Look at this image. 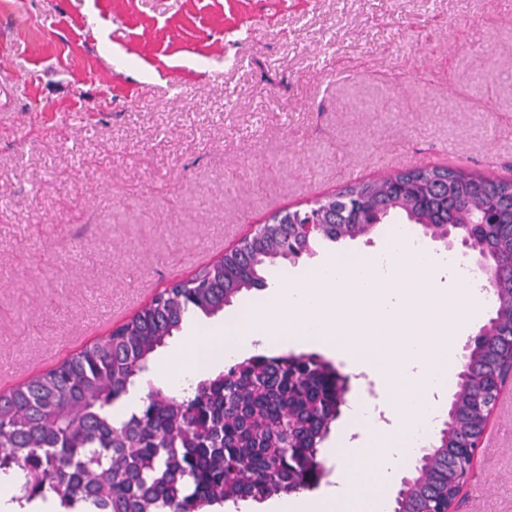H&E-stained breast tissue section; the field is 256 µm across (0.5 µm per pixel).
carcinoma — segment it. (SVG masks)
Masks as SVG:
<instances>
[{
  "instance_id": "obj_1",
  "label": "carcinoma",
  "mask_w": 512,
  "mask_h": 512,
  "mask_svg": "<svg viewBox=\"0 0 512 512\" xmlns=\"http://www.w3.org/2000/svg\"><path fill=\"white\" fill-rule=\"evenodd\" d=\"M403 215L423 235L469 226L491 272L495 316L473 339L444 423L403 482L393 512H443L480 440L500 379L512 373V181L466 169L415 167L353 182L301 213H275L190 281L174 282L130 320L0 397V474L40 512H241L298 491L322 465L348 399L346 378L317 353L257 354L176 396L148 384L154 354L189 319L215 316L266 275L324 247L368 238Z\"/></svg>"
}]
</instances>
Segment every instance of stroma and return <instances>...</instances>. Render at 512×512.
Returning a JSON list of instances; mask_svg holds the SVG:
<instances>
[{"label": "stroma", "instance_id": "stroma-1", "mask_svg": "<svg viewBox=\"0 0 512 512\" xmlns=\"http://www.w3.org/2000/svg\"><path fill=\"white\" fill-rule=\"evenodd\" d=\"M512 179V0H0V392L268 216ZM453 512H512V384Z\"/></svg>", "mask_w": 512, "mask_h": 512}]
</instances>
